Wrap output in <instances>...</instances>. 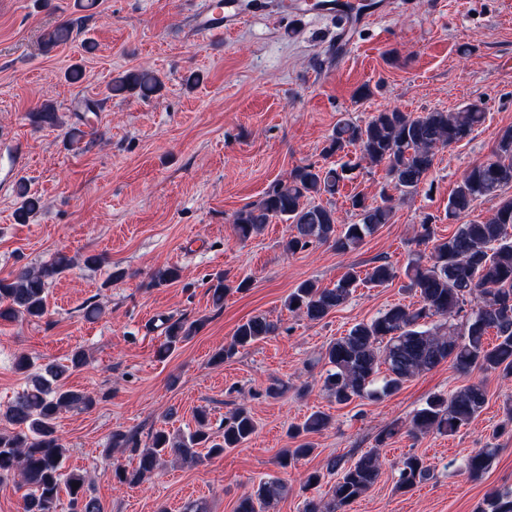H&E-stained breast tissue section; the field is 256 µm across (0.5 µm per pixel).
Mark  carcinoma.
Wrapping results in <instances>:
<instances>
[{"instance_id":"obj_1","label":"carcinoma","mask_w":512,"mask_h":512,"mask_svg":"<svg viewBox=\"0 0 512 512\" xmlns=\"http://www.w3.org/2000/svg\"><path fill=\"white\" fill-rule=\"evenodd\" d=\"M75 22L68 21L48 35L51 45L65 43L74 32ZM162 90L160 79L149 71H130L112 82L114 95L138 93L143 97ZM39 126L60 125L58 113L44 107L30 114ZM485 119L477 104L455 112L430 111L415 115L398 108L372 115L360 125L340 119L323 148L326 156L356 151L355 160L336 167L308 163L294 168L288 184H276L262 199L240 209L234 216L240 240L259 233L274 219L289 223L291 233L285 249L290 254L306 250L311 244H329L338 252L356 249L364 238L381 225L390 223L392 207L369 204L362 194L349 197L351 208L361 216L357 224L337 225L336 208L329 199L351 179L354 171L366 163L382 166L387 178L404 195H414L427 184L436 150L467 138ZM512 185V128L504 129L497 141L493 158L473 164L463 173L455 191L448 197V219L469 213L482 200L494 202L491 215L480 223H465L447 238L434 236L431 218L420 225L419 243L429 252H415L404 275L407 288L418 297L410 307L393 304L375 317L354 324L345 335L329 343L324 359L329 369L323 388L338 404L355 398H380L399 391L415 376L431 371L444 362L460 369L479 368L512 376V196L502 190ZM23 198L15 219L20 224L40 206L25 184L18 186ZM328 199L325 204L315 199ZM74 264L60 253L50 263L38 267H21L10 279H0V320L19 316L41 318L47 312L50 284ZM180 277L175 266L158 270L151 284H171ZM396 278L393 267L385 262L360 275L351 268L332 288H320L312 281L300 283L288 294L286 307L311 322H319L344 305L359 285L384 286ZM470 309H465V306ZM442 323L427 327L433 318ZM460 322H455L456 318ZM166 355L178 344L196 334L202 320L179 318L162 322ZM276 325L262 314L238 325L228 347L216 351L211 364L219 366L246 348L274 334ZM496 342H487L489 333ZM85 365V354L73 352L70 364H49L44 372L27 377L25 388L0 410V419L27 431L0 430V480L13 476L26 488L22 512H59L61 492H66L69 512H103L98 499L88 494L84 478L65 473L63 463L67 449L57 433L55 420L63 410H90L95 398L86 392L66 389L59 381L68 370ZM487 400L484 386L468 384L445 395L434 394L417 409L409 422L408 432L415 438L430 434L453 435L470 424L483 410ZM330 426V419L314 412L289 430L299 440L285 451L280 465L285 467L312 453L309 436ZM255 433L254 418L240 407L224 418L221 439L208 427V414L201 410L196 427L188 434L172 435L164 429L151 436V445L137 448L134 437L118 433L115 438L138 453L134 468L118 466L113 478L121 485L135 486L164 466L166 457L174 455L185 462L198 461L197 449L206 448L216 456L224 450L239 448ZM498 449L487 445L471 451L461 464V471L473 477L490 465ZM379 456L366 454L343 469L332 487L330 500L305 501L303 512H345V508L371 489L380 477ZM433 476L431 466L416 454L403 458L398 467L394 490L407 492ZM279 479L259 482L249 494L239 499L235 512H264L282 494ZM479 512H512V489L497 490L484 499Z\"/></svg>"}]
</instances>
